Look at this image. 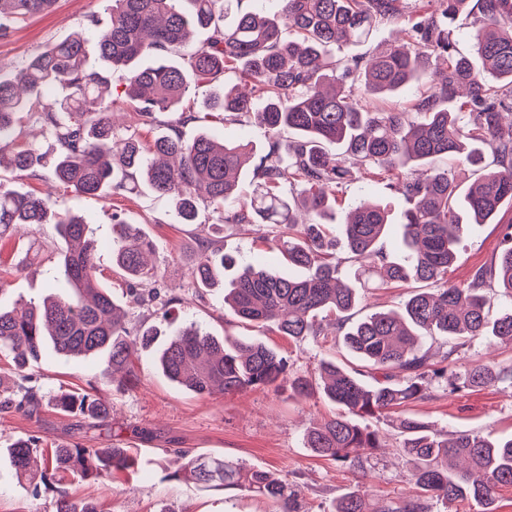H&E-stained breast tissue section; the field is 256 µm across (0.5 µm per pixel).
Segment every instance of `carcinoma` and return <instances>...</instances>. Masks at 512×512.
Wrapping results in <instances>:
<instances>
[{
  "instance_id": "obj_1",
  "label": "carcinoma",
  "mask_w": 512,
  "mask_h": 512,
  "mask_svg": "<svg viewBox=\"0 0 512 512\" xmlns=\"http://www.w3.org/2000/svg\"><path fill=\"white\" fill-rule=\"evenodd\" d=\"M56 0H0V16L15 21L51 10ZM112 0L110 23L98 39L99 68L85 59V38L77 32L48 46L15 74L0 77V168L32 175L46 164L33 145L16 144V115L32 100L56 87L65 94L41 106L39 119L54 139L56 182L81 195L136 189L144 183L170 198L183 224L195 221L199 205L219 216L224 229L236 224H269L264 239L304 277L274 268L245 264L224 283L222 246L215 241L201 251L192 268L197 288L224 286V302L234 315L274 329L282 336L318 338L322 322L334 319L336 336L366 370L342 363L320 364V381L305 376L292 381L308 394L318 388L343 408L323 424L306 430V447L350 466H363L381 447L377 430L360 423L394 406L428 398L433 382L454 389L491 386L512 379V364L481 363L448 375L457 361L461 336H493L512 344V225L503 230L504 248L478 267L470 280L456 284L448 272L465 224H485L502 206L512 204V136L501 134L512 121V0H475L474 56L461 55L450 22L470 0H434L421 15L407 12L406 0H279L276 18L258 10H240L225 24L231 0ZM401 22L406 39L366 60L342 61L333 51L354 38L367 39L376 24ZM211 31L206 45L173 55L184 47L192 28ZM122 72L125 97L138 116L153 122L174 112L189 79L219 82L233 71L250 86L233 85L214 94L208 111L226 123L244 119L265 129L267 149L253 168L254 192L239 195V176L253 145L243 139L216 140L201 134L183 140L177 126L152 142L135 136L117 138L112 112V72ZM409 85L420 95L414 113L373 109L367 101ZM340 150L328 160L326 146ZM491 167L467 189L455 173L436 165L456 157L477 166L486 156ZM368 166L389 180L407 207L400 224L401 262L390 259L381 240L390 222L377 202L355 203L338 239L358 271L379 286L426 283L408 293L396 310L375 312L350 321L357 308L356 289L340 284L343 258L325 242L324 220L349 174L347 164ZM295 182V195L282 193ZM53 224L65 243L60 252L65 281L41 304L22 310L0 307V350L12 355L18 371L41 355L46 342L66 357L104 356L100 379L134 388L140 377L130 353L150 351L160 332L155 326L134 329L99 276L97 242L90 224L77 214H60L50 196L19 193L0 183V239L22 225ZM112 266L129 282L130 303L151 302L169 311L182 298L169 292L158 269L145 262L156 250L139 227L123 220L112 224ZM496 289L509 305L495 317L486 309L485 292ZM437 344L440 360L420 339ZM173 382L200 396L215 390L237 393L276 386L288 379V358L277 349L248 338L218 339L191 324L166 338L155 357ZM383 372L374 384L366 374ZM0 391V409L32 415L42 399L32 386ZM55 406L79 413L82 429L109 426L112 405L96 394V383L62 394ZM401 456L411 471L416 494L393 504L376 503L360 493L338 498L331 512H431L429 501L472 499L481 512H495L498 490L512 486V438L459 434L448 438L417 417L400 420ZM40 438L30 435L9 448L19 478L34 493L57 472L104 479L128 469L125 448H89L81 438L65 442L43 458L41 472L32 459ZM206 490L247 492L271 500L277 512H298L300 490L276 473L248 467L221 456H189L183 472ZM55 512H100L93 501H76L58 492Z\"/></svg>"
}]
</instances>
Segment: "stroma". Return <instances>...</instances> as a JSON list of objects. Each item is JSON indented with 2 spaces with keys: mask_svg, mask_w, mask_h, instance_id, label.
<instances>
[{
  "mask_svg": "<svg viewBox=\"0 0 512 512\" xmlns=\"http://www.w3.org/2000/svg\"><path fill=\"white\" fill-rule=\"evenodd\" d=\"M109 5L110 0H56L49 13L8 23L6 35L0 36V73L15 72L47 46L77 31L85 34L89 65H98L97 36L109 20ZM112 90L116 101L124 105L115 115L118 134L134 132L150 140L165 133L168 124L180 122L181 112L203 111L216 86L191 83L180 112L160 114L150 125L142 124L133 104L126 102L121 82H113ZM0 180L23 193L52 194L57 210L86 219L98 243L102 281L119 304H127L129 297L124 280L112 270L114 217L137 225L157 243L153 263L165 288L183 302L165 317L144 307L134 309L133 327L156 325L168 334L193 323L219 338L248 336L276 347L287 356L293 373L307 377L316 376L324 360L359 366V359L342 345L321 344L310 338L291 340L241 321L225 308L223 289L194 290L190 269L197 251L203 241L219 235L218 217L211 210H201L197 223L185 225L179 223L171 201L144 185L131 193L84 196L57 187L47 168L35 176L5 172ZM368 196L386 206L391 226L383 244L391 255H399V223L406 203L370 180L363 170L353 169L345 183L333 223H343L349 204ZM511 220L512 207L506 205L495 223L465 226L449 273L452 282L468 281L477 267L500 253L502 225ZM223 237L225 255L281 270L286 267L282 256L259 239L256 225H236ZM63 247L51 224L33 225L0 239V280L5 283L0 306L40 303L54 284L63 282L64 270L57 258ZM152 360L144 351L133 355L132 362L140 372L136 389L119 390L99 382L100 395L112 403V426L88 433L90 447L129 449L134 466L101 481L73 474L65 478L64 489L70 497L93 499L100 512H275L274 504L263 497L205 490L193 481L173 479V472L182 464L178 456L182 450L271 470L301 488L300 512H328L332 501L350 490L393 502L415 494L411 473L398 448L401 436L397 425L405 415H415L451 435L489 433L497 439L512 438L511 382L457 391L436 385L429 399L387 410L383 417L372 420V427L383 435L382 447L360 470L316 456L306 448L305 429L323 423L337 410L321 393L300 395L284 382L276 388L202 397L169 380ZM100 368L97 358H65L49 348L40 362L30 367L32 384L46 402L32 417L0 411V512H55V489L33 494L31 486L16 477L7 450L30 434L40 436L47 449L66 438L72 419L51 406L50 400L62 391L85 387L88 380L97 379Z\"/></svg>",
  "mask_w": 512,
  "mask_h": 512,
  "instance_id": "obj_1",
  "label": "stroma"
}]
</instances>
